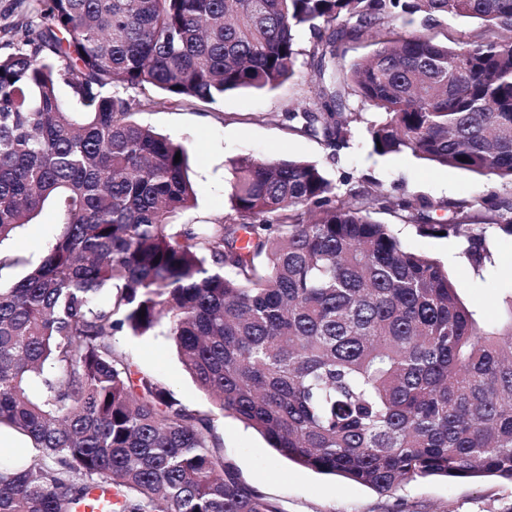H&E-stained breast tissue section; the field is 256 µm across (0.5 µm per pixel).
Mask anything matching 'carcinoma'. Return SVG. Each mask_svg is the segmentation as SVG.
<instances>
[{
	"instance_id": "1",
	"label": "carcinoma",
	"mask_w": 512,
	"mask_h": 512,
	"mask_svg": "<svg viewBox=\"0 0 512 512\" xmlns=\"http://www.w3.org/2000/svg\"><path fill=\"white\" fill-rule=\"evenodd\" d=\"M450 14L480 33L448 46L396 29ZM302 31L312 87L293 131L348 146L354 95L377 112L375 153L512 184V0H36L34 50L0 57V243L47 201L62 222L0 286V424L37 450L22 468L0 460V512H74L95 487L104 512H283L224 457L226 413L378 492L512 482V298L501 325L481 324L438 261L371 218L393 209L424 236H463L479 269L490 252L459 221L469 201L441 223L426 200L339 197L315 164L241 157L236 217L179 224L196 200L185 148L109 92L273 89L295 75ZM352 42L373 50L341 68ZM475 204L512 235V201ZM122 329L162 330L216 411L118 350Z\"/></svg>"
}]
</instances>
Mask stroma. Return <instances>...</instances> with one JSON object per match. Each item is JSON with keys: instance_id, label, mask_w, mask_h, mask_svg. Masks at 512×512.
<instances>
[{"instance_id": "obj_1", "label": "stroma", "mask_w": 512, "mask_h": 512, "mask_svg": "<svg viewBox=\"0 0 512 512\" xmlns=\"http://www.w3.org/2000/svg\"><path fill=\"white\" fill-rule=\"evenodd\" d=\"M31 8L30 0H0V56L25 49L23 32ZM297 44L294 78L273 90L240 89L225 93L213 103L176 102L151 88L131 91V98L140 102L135 120L183 143L188 150L197 204L180 215V223L215 221L229 213L230 163L243 156L313 162L340 194L372 186L393 200L423 198L435 204L472 200L492 192L512 199L510 183L437 167L409 152L373 154L360 130L348 147L337 150L290 133L287 112L308 95L312 75L310 35L299 34ZM373 218L391 225L404 247L444 264L459 284L464 301L485 323L500 319L504 299L512 295V281L503 276L512 268V237L498 225L478 222L473 226L492 252L491 265L477 271L464 254V239L419 235L414 225L404 223L391 211L374 213ZM61 220L57 206L46 203L13 238L0 244L1 253L24 260L21 266L1 271L0 284L18 281L26 274L27 264L41 259ZM113 343L139 368L158 377L184 404L210 409L209 398L166 337L122 332L114 336ZM219 433L225 457L252 486L280 501L284 512H512V483L498 478L450 481L428 477L380 493L288 461L234 416H224Z\"/></svg>"}]
</instances>
